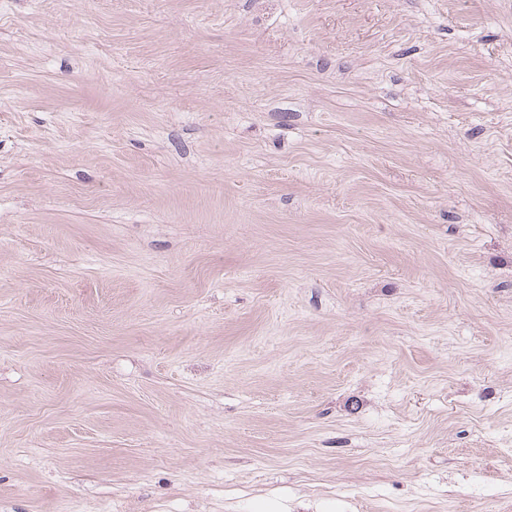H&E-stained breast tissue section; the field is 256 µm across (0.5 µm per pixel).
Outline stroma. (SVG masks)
<instances>
[{"label": "stroma", "instance_id": "1", "mask_svg": "<svg viewBox=\"0 0 512 512\" xmlns=\"http://www.w3.org/2000/svg\"><path fill=\"white\" fill-rule=\"evenodd\" d=\"M512 512V0H0V512Z\"/></svg>", "mask_w": 512, "mask_h": 512}]
</instances>
